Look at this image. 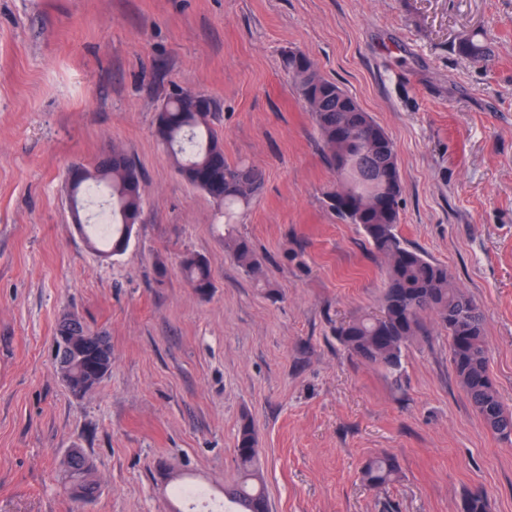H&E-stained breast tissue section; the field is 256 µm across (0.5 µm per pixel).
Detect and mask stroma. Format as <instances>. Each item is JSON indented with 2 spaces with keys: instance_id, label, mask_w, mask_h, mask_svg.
<instances>
[{
  "instance_id": "1",
  "label": "stroma",
  "mask_w": 512,
  "mask_h": 512,
  "mask_svg": "<svg viewBox=\"0 0 512 512\" xmlns=\"http://www.w3.org/2000/svg\"><path fill=\"white\" fill-rule=\"evenodd\" d=\"M482 33L486 60L458 53ZM291 51L392 139L399 236L446 265L485 313L489 371L512 408V0H0V512H182L189 482L238 476L250 422L269 512H512V445L482 422L433 313L400 378L351 354L343 321L380 309L383 260L328 203L336 174L283 67ZM178 90L216 103L224 156L264 176L238 225L175 170L156 118ZM121 147L144 176L127 250L103 258L67 208L66 175ZM207 260L202 295L180 267ZM67 314L112 348L82 397L56 371ZM78 448L99 496L64 492ZM379 454L388 485L362 479ZM397 474V463L389 455H381L369 460L363 470L366 483L378 487L389 483Z\"/></svg>"
}]
</instances>
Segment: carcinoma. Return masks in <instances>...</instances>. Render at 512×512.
Instances as JSON below:
<instances>
[{
    "label": "carcinoma",
    "mask_w": 512,
    "mask_h": 512,
    "mask_svg": "<svg viewBox=\"0 0 512 512\" xmlns=\"http://www.w3.org/2000/svg\"><path fill=\"white\" fill-rule=\"evenodd\" d=\"M459 54L486 59V44L472 35L457 46ZM306 68H295L294 59L283 60L299 97L315 122L323 143V156L339 179V187L328 198L345 195L344 206L332 205L342 219L360 226L372 249L385 262L387 283L381 310L353 318L336 329L338 341L349 351L390 374L402 368L403 352L422 333L421 316L436 315L448 332L450 361L460 384L485 425L499 438L512 442V410L507 409L489 373V355L482 308L454 281L448 268L409 247L397 233L402 185L394 143L370 113L336 82L325 78L315 62L304 56ZM158 113L156 135L177 172L218 205L224 220V243L249 277L262 275L261 263L251 242L235 233L242 210L258 194L263 174L245 162L230 163L224 157V139L212 126L214 102L202 103L195 94L180 91L163 104ZM142 173L123 150L114 148L85 167L68 183L76 210L82 211L93 187L106 190L109 224L92 225L91 248L100 242L109 254L127 248L142 212ZM181 267L196 292L213 288L208 262L187 254ZM112 367L109 342L103 348L84 342L74 346L67 370V387L83 396L97 386ZM250 424L241 427L237 442L238 482L224 488V499L234 505L225 512H269L262 479L258 473V451ZM397 474V463L389 455L369 460L363 470L366 483L378 487ZM66 488H78L94 497L100 488L91 466L70 461L62 469ZM461 512H489L487 496L471 492L463 497Z\"/></svg>",
    "instance_id": "cac0c4a2"
}]
</instances>
